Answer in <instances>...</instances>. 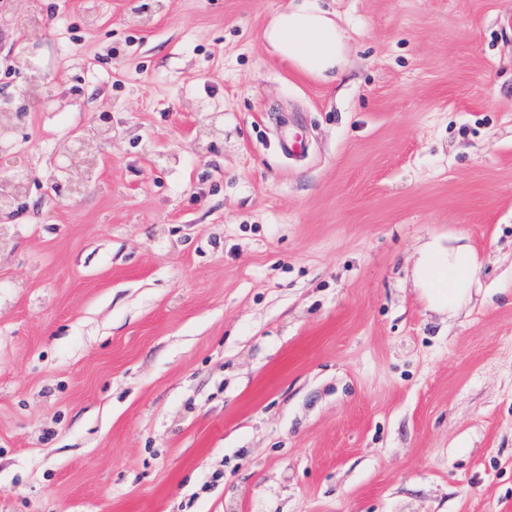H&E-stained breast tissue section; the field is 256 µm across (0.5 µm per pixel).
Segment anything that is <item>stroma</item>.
Here are the masks:
<instances>
[{"mask_svg": "<svg viewBox=\"0 0 512 512\" xmlns=\"http://www.w3.org/2000/svg\"><path fill=\"white\" fill-rule=\"evenodd\" d=\"M290 3L0 7V60L84 89L29 100L0 213V512H512V0H318L333 82L263 39ZM460 233L451 318L413 269ZM40 44L27 43L20 52L18 71H23L25 81L32 85L30 95H42V88L48 89L52 84L51 75L35 66V60L39 55ZM33 72V74H32ZM98 128L96 144L93 146L87 137L70 138L69 145L62 153L64 166L63 179L54 181L46 188V196L57 200H71L80 193L84 177L91 162L98 161L103 145L112 142V113L101 112L96 119ZM76 144V147H75Z\"/></svg>", "mask_w": 512, "mask_h": 512, "instance_id": "stroma-1", "label": "stroma"}]
</instances>
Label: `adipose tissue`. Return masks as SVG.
Listing matches in <instances>:
<instances>
[{"mask_svg":"<svg viewBox=\"0 0 512 512\" xmlns=\"http://www.w3.org/2000/svg\"><path fill=\"white\" fill-rule=\"evenodd\" d=\"M263 37L282 60L326 81L335 79L343 61V32L316 0H298L276 14ZM477 270L474 249L456 235L422 247L416 276L429 306L452 315L470 299Z\"/></svg>","mask_w":512,"mask_h":512,"instance_id":"obj_1","label":"adipose tissue"}]
</instances>
